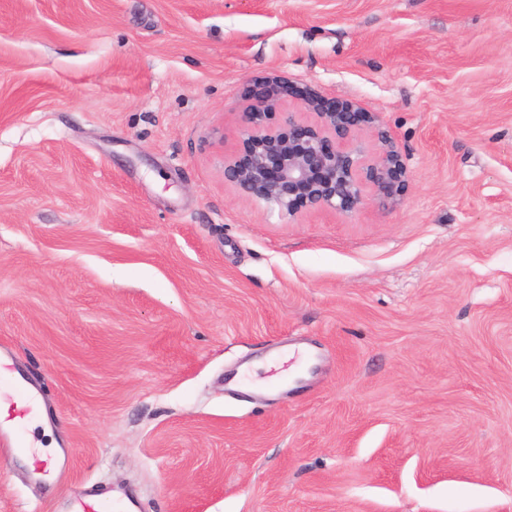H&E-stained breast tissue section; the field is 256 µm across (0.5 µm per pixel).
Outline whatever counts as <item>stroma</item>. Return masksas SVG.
Here are the masks:
<instances>
[{
  "mask_svg": "<svg viewBox=\"0 0 512 512\" xmlns=\"http://www.w3.org/2000/svg\"><path fill=\"white\" fill-rule=\"evenodd\" d=\"M288 81L403 195L224 180ZM66 469L0 512H512V0H0V352Z\"/></svg>",
  "mask_w": 512,
  "mask_h": 512,
  "instance_id": "obj_1",
  "label": "stroma"
}]
</instances>
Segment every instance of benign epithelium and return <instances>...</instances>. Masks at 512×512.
<instances>
[{
    "label": "benign epithelium",
    "instance_id": "obj_1",
    "mask_svg": "<svg viewBox=\"0 0 512 512\" xmlns=\"http://www.w3.org/2000/svg\"><path fill=\"white\" fill-rule=\"evenodd\" d=\"M290 94L287 84L272 83L242 113L244 153L224 161L226 182L290 217L303 208L350 216L368 187L382 202L398 195L404 162L379 116L372 117L379 148L369 156L358 145L360 115L353 104L331 106L307 94L298 110L284 112ZM302 111L315 115V123H304Z\"/></svg>",
    "mask_w": 512,
    "mask_h": 512
}]
</instances>
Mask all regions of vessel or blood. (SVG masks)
<instances>
[{"label": "vessel or blood", "mask_w": 512, "mask_h": 512, "mask_svg": "<svg viewBox=\"0 0 512 512\" xmlns=\"http://www.w3.org/2000/svg\"><path fill=\"white\" fill-rule=\"evenodd\" d=\"M0 399L6 400L8 408L0 415V426H7V433H0V451L16 453L27 447L22 432V423L30 415L35 400L26 387L15 365L0 363Z\"/></svg>", "instance_id": "vessel-or-blood-1"}]
</instances>
